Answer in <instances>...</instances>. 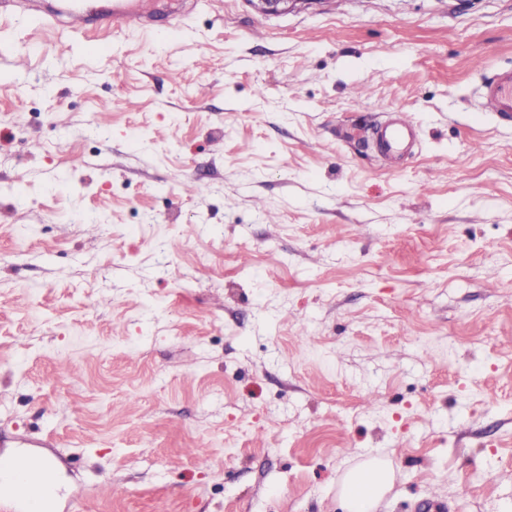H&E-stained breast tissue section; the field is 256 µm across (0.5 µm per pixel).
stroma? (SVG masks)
<instances>
[{"mask_svg": "<svg viewBox=\"0 0 512 512\" xmlns=\"http://www.w3.org/2000/svg\"><path fill=\"white\" fill-rule=\"evenodd\" d=\"M173 2L0 18V455L56 512H344L372 457L512 512V0ZM70 7L62 14L50 9L43 0H1L0 15H27L43 26H51L53 19L64 18L74 31L105 32L111 27L118 28L130 22H137L142 27H149L154 19L143 13H135L129 0H114L112 12L108 14H92L82 0H70ZM309 0H248L254 8L264 15H276L294 10ZM483 112L512 114V68L493 74L484 84L479 100ZM413 129L414 126L407 115L402 112H396L394 121L380 127L377 130V135L387 144L389 149L398 150Z\"/></svg>", "mask_w": 512, "mask_h": 512, "instance_id": "1", "label": "stroma"}]
</instances>
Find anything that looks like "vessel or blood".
I'll return each instance as SVG.
<instances>
[{
  "label": "vessel or blood",
  "instance_id": "b4317fda",
  "mask_svg": "<svg viewBox=\"0 0 512 512\" xmlns=\"http://www.w3.org/2000/svg\"><path fill=\"white\" fill-rule=\"evenodd\" d=\"M18 13L44 26L52 25L61 16L75 31L104 32L130 22L143 27L152 23L149 15L134 12L129 0H113L111 13L99 15L92 14L84 0H70L69 8L61 15L50 9L46 0H0L1 16ZM479 108L502 116L512 114V68L498 71L486 81ZM412 130L410 119L400 112L392 123L380 127L377 135L389 149L396 150ZM0 494L8 496L12 512H47L46 505L55 490L47 469L37 460L9 457L0 460Z\"/></svg>",
  "mask_w": 512,
  "mask_h": 512
}]
</instances>
